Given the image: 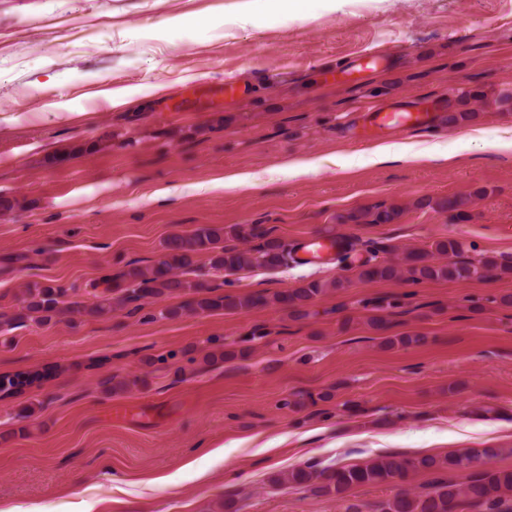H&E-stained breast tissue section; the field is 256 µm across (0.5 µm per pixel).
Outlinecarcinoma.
<instances>
[{"instance_id":"cac0c4a2","label":"carcinoma","mask_w":512,"mask_h":512,"mask_svg":"<svg viewBox=\"0 0 512 512\" xmlns=\"http://www.w3.org/2000/svg\"><path fill=\"white\" fill-rule=\"evenodd\" d=\"M483 93L468 91L448 100L443 122L450 126L461 124L476 117L468 109L469 100H480ZM469 198L452 196L440 201L427 200L422 205L437 212L446 213L453 221L467 218L465 207ZM401 215L395 206H374L359 209L340 217L342 222L353 224H392ZM259 241L254 248H241L239 244ZM368 250L356 270L362 282L406 281L413 284L440 278L455 280H482L512 271V265L486 258L476 263L460 261L464 244L454 238L434 243L433 250L410 249L398 262L378 259V253H390L394 248L377 245ZM292 248L282 238L273 235V229L263 224H234L229 231L222 227L205 226L191 233H173L163 244V255L153 264L140 267L137 262L128 263V269L112 280H102L103 290L93 294L96 302L85 305L68 300L69 288L62 284H34L25 289L23 307L13 316L0 313V327L11 325L24 318L41 324L72 314L103 316L117 306H127L146 298L162 299L173 295L190 294L192 298L182 307L169 308L161 316L177 317L181 314H203L214 311L245 312L269 305H276L292 318L309 315L308 307L330 289L344 287L341 279L330 282L312 280L306 284L269 296L263 293L237 295L215 293L209 283L191 278L197 271V258L208 257L212 270L223 276H233L253 269L276 270L288 265ZM446 258L444 263L433 261V255ZM405 306V298L390 294L370 298L364 308L372 313L369 326L383 333L388 329L387 312ZM267 336L257 328L236 342L229 349L224 343L214 341L215 349L203 357L207 364L247 359L253 350L252 343ZM44 378V374L17 373L0 375V394L12 396L23 388ZM475 456L388 455L362 464L348 466H321L313 462L288 473L287 482L302 486L318 496L344 495L352 488L373 484L393 483L399 492L381 505V512H512V469L502 470L485 465L472 470L466 480L458 485L441 476L447 470L464 469ZM420 471L435 474L432 490L424 495H414L405 488L410 477Z\"/></svg>"}]
</instances>
